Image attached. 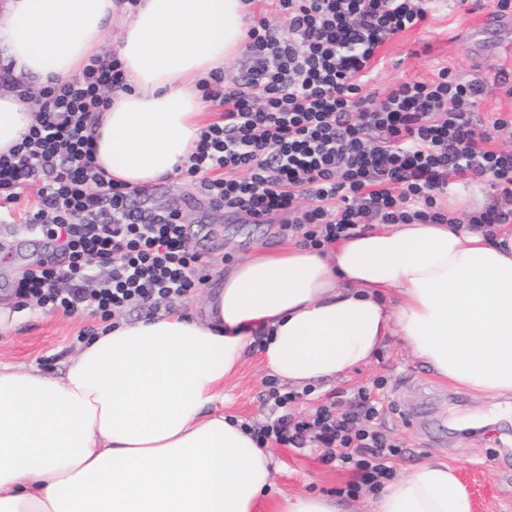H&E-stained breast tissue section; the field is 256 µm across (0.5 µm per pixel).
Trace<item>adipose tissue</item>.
<instances>
[{
    "label": "adipose tissue",
    "mask_w": 512,
    "mask_h": 512,
    "mask_svg": "<svg viewBox=\"0 0 512 512\" xmlns=\"http://www.w3.org/2000/svg\"><path fill=\"white\" fill-rule=\"evenodd\" d=\"M115 0H0L18 76H78ZM244 0H142L123 19L127 87L94 126L106 178L177 175L207 114L200 84L245 49ZM33 121L0 88V154ZM401 337L432 372L484 396L512 393V230L384 224L318 253L291 245L220 278L203 318L161 313L94 337L64 371L0 366V512H256L273 459L224 413V384L259 350L270 375L328 383ZM371 512H473L445 462L380 490Z\"/></svg>",
    "instance_id": "obj_1"
}]
</instances>
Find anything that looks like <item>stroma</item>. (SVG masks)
<instances>
[{
  "mask_svg": "<svg viewBox=\"0 0 512 512\" xmlns=\"http://www.w3.org/2000/svg\"><path fill=\"white\" fill-rule=\"evenodd\" d=\"M490 11L487 0H468L460 7L452 4L436 9L418 27L395 35L378 54L370 90L383 93L407 79L427 80L446 67L463 80L484 85L475 120L485 123L496 114H512V99L493 83L496 71L512 72V17L487 27L480 18ZM36 202V188L27 189L14 206L12 223H0V300L17 310L13 324L0 329V365L56 375L81 350L80 331L98 332L102 326L85 314L69 316L48 307H19L15 288L22 271L53 249L38 236L20 246L15 243L14 229L24 224ZM134 204L180 210L190 247L209 259L207 282L211 285L256 249L275 251L286 243L279 232L281 216L256 224L245 216L224 212L210 202L197 182L181 175L152 185L148 196L135 199ZM267 376L259 357L249 358L224 385L225 414L249 423L263 422L261 395ZM377 376L388 380L384 430L403 449L392 462L395 475L410 472L424 459L445 462L456 469L470 493L473 512H512V394L480 398L448 385L399 337H389L369 363L347 377L315 386L295 411L312 412ZM270 454L277 469L257 512H276L283 496L299 492L336 495L349 479L348 472L322 464L310 453L280 446Z\"/></svg>",
  "mask_w": 512,
  "mask_h": 512,
  "instance_id": "1",
  "label": "stroma"
}]
</instances>
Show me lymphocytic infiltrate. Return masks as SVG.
Here are the masks:
<instances>
[{
    "label": "lymphocytic infiltrate",
    "instance_id": "lymphocytic-infiltrate-1",
    "mask_svg": "<svg viewBox=\"0 0 512 512\" xmlns=\"http://www.w3.org/2000/svg\"><path fill=\"white\" fill-rule=\"evenodd\" d=\"M277 24L248 30L249 67L225 88L204 83L220 108L202 129L185 168L225 212L263 222L285 215L286 235L324 250L373 224H453L442 205L452 179L491 177L506 207L468 214L472 227L512 223V153L494 133L512 116L478 129L483 92L448 69L428 80L368 91L380 48L424 23L432 0H273ZM116 54L91 59L81 75L44 86L22 142L0 155V212L36 186L27 229L59 245L63 258L19 278L22 305L119 321L129 310L156 313L204 282L208 259L188 247L179 211L139 210L140 187L106 180L95 164L93 120L124 88ZM309 205H301V197ZM385 379L354 389L348 408L333 402L294 414L301 392L267 378V417L248 430L258 447L287 446L348 469L345 492L378 490L393 476L401 447L383 431Z\"/></svg>",
    "mask_w": 512,
    "mask_h": 512
}]
</instances>
